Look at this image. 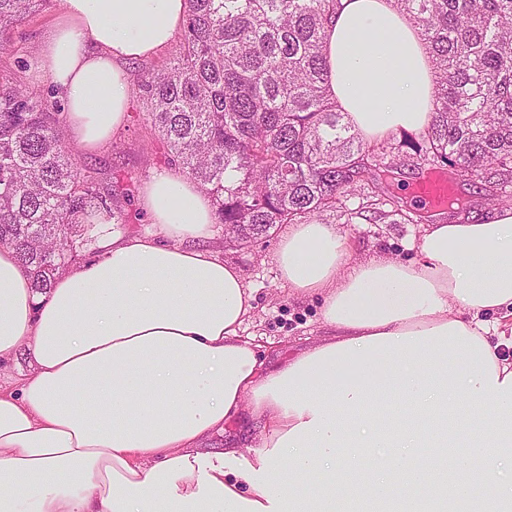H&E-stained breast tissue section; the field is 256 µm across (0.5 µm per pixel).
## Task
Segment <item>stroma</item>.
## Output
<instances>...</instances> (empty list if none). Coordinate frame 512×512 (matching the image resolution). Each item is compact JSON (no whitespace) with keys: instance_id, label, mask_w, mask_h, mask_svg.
Instances as JSON below:
<instances>
[{"instance_id":"1","label":"stroma","mask_w":512,"mask_h":512,"mask_svg":"<svg viewBox=\"0 0 512 512\" xmlns=\"http://www.w3.org/2000/svg\"><path fill=\"white\" fill-rule=\"evenodd\" d=\"M60 10L61 0H49L11 32L5 50L0 51L1 78L23 83L30 91L52 101L59 100V93L47 78L36 73L33 65ZM79 165L92 168L102 187L111 188L113 182L119 181L127 185L130 194L129 223L97 225L94 240L79 246L80 259H87L95 250L96 237L106 233L114 231L129 238L155 233V225L140 205V193L145 182L167 171L168 166L161 159L156 133L143 116L139 96L131 97L126 124L112 142L97 153L80 152ZM322 220L348 232L358 260L381 255L412 258L415 255L412 245L422 233L417 223H375L361 219L349 224L333 210L325 212ZM287 230V225H278L268 237L240 246L227 239L223 225L215 224L206 242L207 249L235 265L246 285L253 289L256 309L242 334L260 346L269 368L278 367L286 358L299 354L324 333L317 302L289 296L279 279L274 254Z\"/></svg>"}]
</instances>
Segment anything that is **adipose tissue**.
Segmentation results:
<instances>
[{
	"label": "adipose tissue",
	"instance_id": "ef3b65f1",
	"mask_svg": "<svg viewBox=\"0 0 512 512\" xmlns=\"http://www.w3.org/2000/svg\"><path fill=\"white\" fill-rule=\"evenodd\" d=\"M186 0H62L36 66L67 132L109 142L130 103L129 62L182 27ZM324 55L339 108L368 141L432 122L431 55L394 0H341ZM141 205L163 237H103L36 294L0 248V512H512V209L425 224L412 260H355L335 225H291L275 251L291 296L328 334L274 370L240 334L254 294L201 248L208 195L154 177ZM248 449L199 452L243 410ZM374 482L348 480L360 466Z\"/></svg>",
	"mask_w": 512,
	"mask_h": 512
}]
</instances>
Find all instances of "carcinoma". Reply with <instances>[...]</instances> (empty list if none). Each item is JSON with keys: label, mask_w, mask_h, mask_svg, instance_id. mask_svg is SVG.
Listing matches in <instances>:
<instances>
[{"label": "carcinoma", "mask_w": 512, "mask_h": 512, "mask_svg": "<svg viewBox=\"0 0 512 512\" xmlns=\"http://www.w3.org/2000/svg\"><path fill=\"white\" fill-rule=\"evenodd\" d=\"M47 0H0V40ZM431 54L434 119L395 142H368L329 94L323 54L338 0H188L179 56L134 73L165 158L208 194L217 223L248 245L277 224L335 209L421 221L373 181L417 157L455 183L512 202V0H395ZM53 104L0 82V247L39 293L96 224H126L128 189L79 171Z\"/></svg>", "instance_id": "1"}]
</instances>
